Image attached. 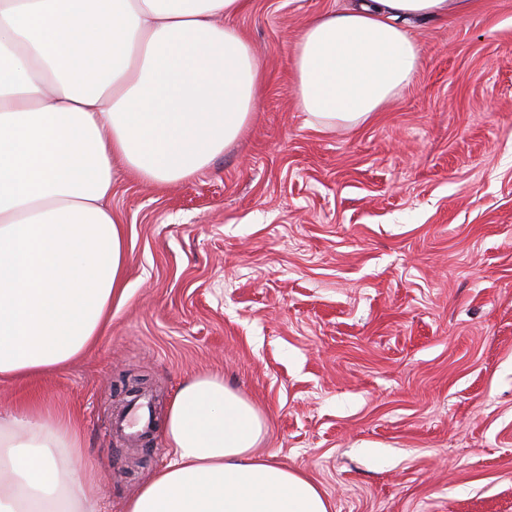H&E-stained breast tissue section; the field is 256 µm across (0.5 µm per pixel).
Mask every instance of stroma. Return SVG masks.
I'll use <instances>...</instances> for the list:
<instances>
[{
    "mask_svg": "<svg viewBox=\"0 0 512 512\" xmlns=\"http://www.w3.org/2000/svg\"><path fill=\"white\" fill-rule=\"evenodd\" d=\"M471 2L409 22L414 83L324 131L293 94V41L352 0H249L251 122L185 181L113 183L128 297L108 333L0 382V414L36 394L76 420L105 512L169 462L168 404L204 374L261 410L258 453L330 512H512V0ZM134 386L140 448L112 427Z\"/></svg>",
    "mask_w": 512,
    "mask_h": 512,
    "instance_id": "obj_1",
    "label": "stroma"
}]
</instances>
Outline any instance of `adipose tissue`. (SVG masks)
<instances>
[{"label": "adipose tissue", "mask_w": 512, "mask_h": 512, "mask_svg": "<svg viewBox=\"0 0 512 512\" xmlns=\"http://www.w3.org/2000/svg\"><path fill=\"white\" fill-rule=\"evenodd\" d=\"M249 0H0V379L84 355L128 295L119 175L204 169L251 121L264 73L232 18ZM468 0H355L299 33L293 90L319 128L371 119L415 78L402 27ZM259 410L198 376L170 402L171 462L123 512H329L302 472L256 454ZM0 512H102L81 430L37 398L0 415Z\"/></svg>", "instance_id": "obj_1"}]
</instances>
